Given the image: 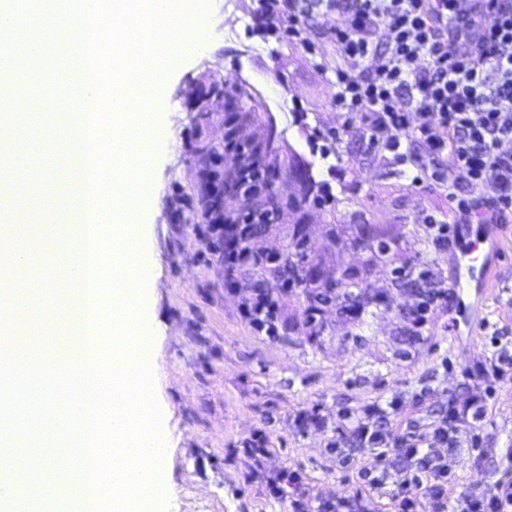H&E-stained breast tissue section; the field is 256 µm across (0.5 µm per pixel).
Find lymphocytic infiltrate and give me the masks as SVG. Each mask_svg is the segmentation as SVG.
Returning <instances> with one entry per match:
<instances>
[{"label": "lymphocytic infiltrate", "mask_w": 512, "mask_h": 512, "mask_svg": "<svg viewBox=\"0 0 512 512\" xmlns=\"http://www.w3.org/2000/svg\"><path fill=\"white\" fill-rule=\"evenodd\" d=\"M484 2L461 33L448 27L456 0H291L284 15L278 0H262L269 25L294 36L309 16L335 17L331 35L348 62L336 71L342 133L359 130L368 150L408 164L414 184L438 189L453 213L470 210L460 187L480 185L495 201L481 223L503 224L512 215V152L503 148L512 141V0ZM443 156L448 166L437 168ZM213 230L224 238V276L235 279L256 226L236 216ZM398 406L377 400L346 414L336 445L367 448L379 459L397 448L404 464L395 480V512H418L422 501L446 512L453 491L446 447L469 421L484 418L487 405L452 408L396 435L381 423ZM460 512H512V481L464 497Z\"/></svg>", "instance_id": "f902f5d3"}]
</instances>
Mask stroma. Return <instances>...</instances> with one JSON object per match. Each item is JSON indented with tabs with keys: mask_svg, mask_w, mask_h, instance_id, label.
<instances>
[{
	"mask_svg": "<svg viewBox=\"0 0 512 512\" xmlns=\"http://www.w3.org/2000/svg\"><path fill=\"white\" fill-rule=\"evenodd\" d=\"M314 52H307L306 43ZM329 27L311 19L302 35L271 29L259 0H213L199 48L178 62L162 92L152 163V197L142 220L144 265L153 280L146 306L155 338V394L166 437L168 512H323L325 502L353 496L366 479L332 444L343 415L377 400H399L393 432L428 423L449 403L480 398L478 373L492 354L491 327L512 339V223L501 227L500 286L482 311L485 327L457 325L434 308L424 326L412 319L417 290L398 268L430 261L433 278L455 285L456 250L435 253L425 215L449 204L412 182L410 167L369 152L361 133L336 143L342 121ZM237 88V112L212 97L216 78ZM236 127L269 172L266 202L274 220L255 236L261 255L307 239L311 262L302 287H283L273 270L245 267L224 280V243L201 221L208 207L205 169ZM388 241V252L360 246L363 231ZM351 275L366 301L342 296L309 318L306 291ZM275 290L273 334L255 330L242 303L254 280ZM315 412L321 425L299 423ZM262 431L268 452L253 468L243 440ZM479 450L452 447L454 499L512 479L502 457L512 448V379L496 388L479 430ZM299 473L286 496L270 494V477Z\"/></svg>",
	"mask_w": 512,
	"mask_h": 512,
	"instance_id": "obj_1",
	"label": "stroma"
}]
</instances>
